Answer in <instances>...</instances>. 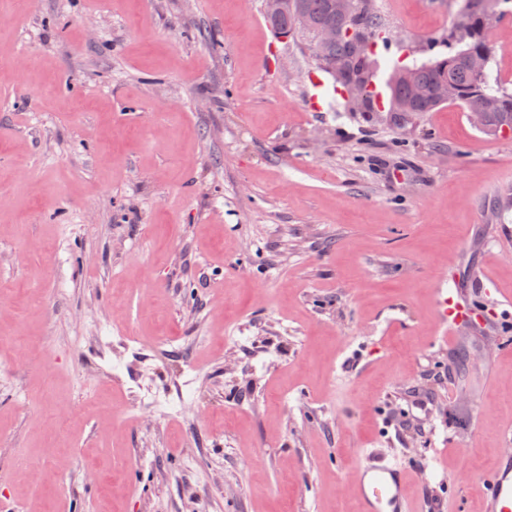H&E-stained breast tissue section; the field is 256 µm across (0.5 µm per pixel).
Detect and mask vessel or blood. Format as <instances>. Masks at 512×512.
<instances>
[{
  "mask_svg": "<svg viewBox=\"0 0 512 512\" xmlns=\"http://www.w3.org/2000/svg\"><path fill=\"white\" fill-rule=\"evenodd\" d=\"M311 88L309 104L319 112L328 100L329 92L321 73L308 76ZM464 293L458 288L440 289L436 317L448 329L469 322L471 306L464 304ZM409 476L408 470L383 459H376L360 467L354 476L356 495L361 512H416L403 488ZM489 512H512V456L503 458V465L480 479Z\"/></svg>",
  "mask_w": 512,
  "mask_h": 512,
  "instance_id": "obj_1",
  "label": "vessel or blood"
}]
</instances>
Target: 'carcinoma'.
Here are the masks:
<instances>
[{
	"instance_id": "obj_1",
	"label": "carcinoma",
	"mask_w": 512,
	"mask_h": 512,
	"mask_svg": "<svg viewBox=\"0 0 512 512\" xmlns=\"http://www.w3.org/2000/svg\"><path fill=\"white\" fill-rule=\"evenodd\" d=\"M335 0H292V4L306 11L313 26L334 25L342 31L354 26L363 34L372 38L373 52L369 54L374 70L371 82L383 85L389 94L387 111H406L415 114L433 112L441 107L429 96L441 83H454L458 90L455 104L464 111L481 101L486 112V124L483 132L497 135L509 129L512 131V92L493 86L490 74L479 78L466 66L465 59L470 55L491 57V47L487 32L491 23L500 18L503 10L498 7L489 14L482 7L483 0H458V19L447 33L426 39L425 53L428 58L415 66L417 82L428 96L415 100L409 88L385 81V76L400 62L388 56L389 43L385 27L379 14L376 0H352L348 13L336 11ZM466 26L470 29L469 39L462 45L453 40V29ZM351 62L349 43L339 38L336 42L317 48L315 63L319 69L329 74L333 85L348 90V73L341 67Z\"/></svg>"
}]
</instances>
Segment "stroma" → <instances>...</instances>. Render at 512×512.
I'll return each mask as SVG.
<instances>
[{
  "label": "stroma",
  "mask_w": 512,
  "mask_h": 512,
  "mask_svg": "<svg viewBox=\"0 0 512 512\" xmlns=\"http://www.w3.org/2000/svg\"><path fill=\"white\" fill-rule=\"evenodd\" d=\"M376 2L403 58L457 19ZM315 68L263 0H0V512H357L371 451L483 512L512 132L314 112ZM464 297L465 293L459 288H441L439 291L436 317L449 330L470 320L472 308L462 303Z\"/></svg>",
  "instance_id": "35a3bbf8"
}]
</instances>
